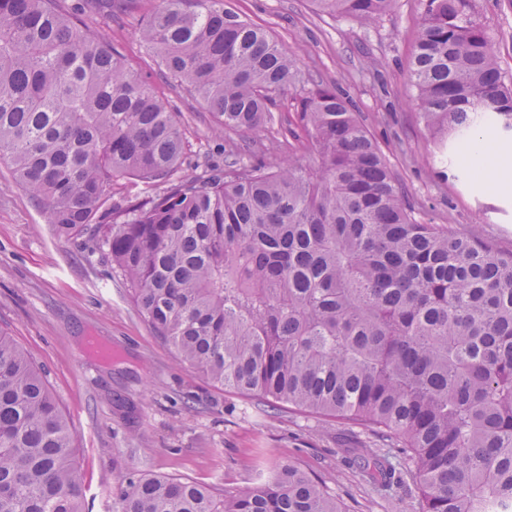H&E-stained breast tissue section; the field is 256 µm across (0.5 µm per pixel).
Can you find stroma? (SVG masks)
Instances as JSON below:
<instances>
[{
	"label": "stroma",
	"instance_id": "1",
	"mask_svg": "<svg viewBox=\"0 0 512 512\" xmlns=\"http://www.w3.org/2000/svg\"><path fill=\"white\" fill-rule=\"evenodd\" d=\"M297 62L301 79L336 84L360 112L405 191L414 217L512 250V191L479 183L454 142L439 143L411 103L409 62L423 0H394L376 25L321 12L313 0H231ZM500 68L512 80V0H478ZM91 33L116 46L176 112L182 171L241 159L275 163L296 104L282 98L260 135L224 133L202 101L138 40V15L86 10ZM0 332L41 369L75 434L85 512H113L130 473L240 491L291 462L323 476L350 512H414L403 489H371L360 465L382 455L361 426L314 417L214 386L154 336L110 259L93 242L57 237L44 210L0 162Z\"/></svg>",
	"mask_w": 512,
	"mask_h": 512
}]
</instances>
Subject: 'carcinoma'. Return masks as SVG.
I'll return each mask as SVG.
<instances>
[{"instance_id":"obj_1","label":"carcinoma","mask_w":512,"mask_h":512,"mask_svg":"<svg viewBox=\"0 0 512 512\" xmlns=\"http://www.w3.org/2000/svg\"><path fill=\"white\" fill-rule=\"evenodd\" d=\"M226 132L288 91V160L179 174L176 114L60 0H0V160L58 237L97 242L151 331L212 382L360 425L389 451L366 484L416 512H512V250L423 224L359 113L224 0H94ZM373 25L393 0H314ZM415 102L436 134L512 133V82L474 0H425ZM314 150L309 161L297 144ZM133 178L162 191L113 199ZM75 435L40 370L0 334V512H84ZM115 512H347L277 463L238 492L132 475Z\"/></svg>"}]
</instances>
